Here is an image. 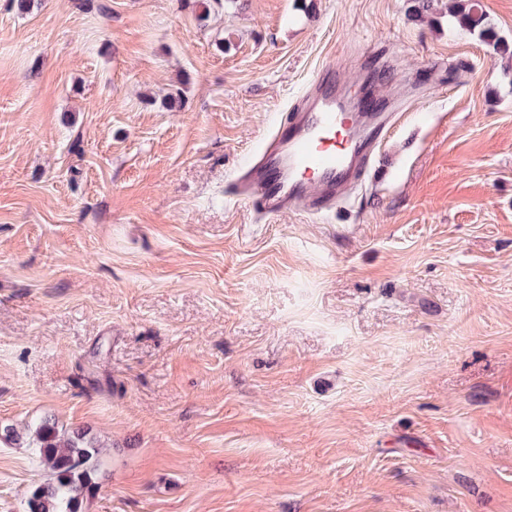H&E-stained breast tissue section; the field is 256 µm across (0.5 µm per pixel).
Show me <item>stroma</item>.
Instances as JSON below:
<instances>
[{"instance_id": "1", "label": "stroma", "mask_w": 512, "mask_h": 512, "mask_svg": "<svg viewBox=\"0 0 512 512\" xmlns=\"http://www.w3.org/2000/svg\"><path fill=\"white\" fill-rule=\"evenodd\" d=\"M407 0H0V425L81 512H512V53ZM393 125L334 217L230 196L320 71ZM47 472L0 443V512ZM28 445L51 478L30 493L27 512H79L98 487L94 473L100 446L83 433H66L52 420L29 430Z\"/></svg>"}]
</instances>
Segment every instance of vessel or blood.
Instances as JSON below:
<instances>
[{
	"instance_id": "b4317fda",
	"label": "vessel or blood",
	"mask_w": 512,
	"mask_h": 512,
	"mask_svg": "<svg viewBox=\"0 0 512 512\" xmlns=\"http://www.w3.org/2000/svg\"><path fill=\"white\" fill-rule=\"evenodd\" d=\"M339 77L334 68L318 73L254 160L236 173L233 191L253 213H322L360 177L382 115L370 101L347 107L336 93Z\"/></svg>"
}]
</instances>
